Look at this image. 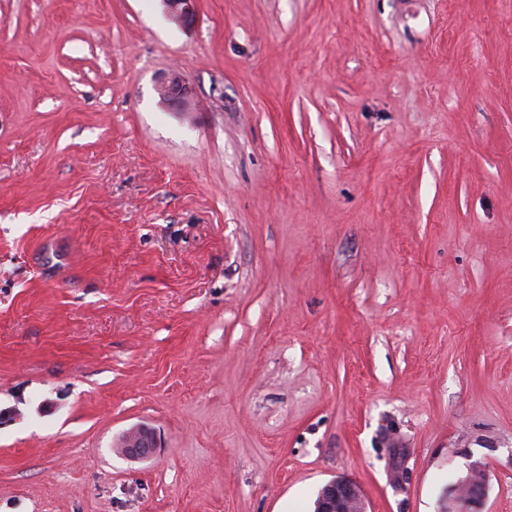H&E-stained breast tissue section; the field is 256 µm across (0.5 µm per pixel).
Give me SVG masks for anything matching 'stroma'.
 <instances>
[{"label": "stroma", "mask_w": 512, "mask_h": 512, "mask_svg": "<svg viewBox=\"0 0 512 512\" xmlns=\"http://www.w3.org/2000/svg\"><path fill=\"white\" fill-rule=\"evenodd\" d=\"M475 461L512 512V0H0V512H440ZM197 0H161L169 16L178 23L187 24L192 21ZM160 98L170 104L187 107L190 99V91L186 86L183 76L172 71L158 86ZM118 447L122 448V453L128 458L147 459L159 448V439L152 428L136 425L122 433ZM359 487L350 480L337 479L327 483L316 501V512H366Z\"/></svg>", "instance_id": "stroma-1"}]
</instances>
